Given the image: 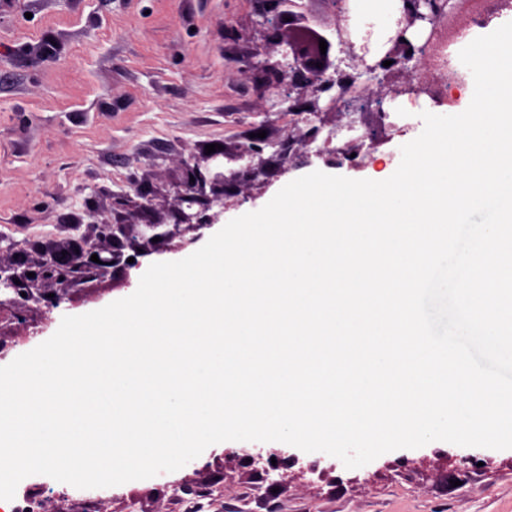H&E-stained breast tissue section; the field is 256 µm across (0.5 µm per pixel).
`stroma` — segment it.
<instances>
[{
	"mask_svg": "<svg viewBox=\"0 0 512 512\" xmlns=\"http://www.w3.org/2000/svg\"><path fill=\"white\" fill-rule=\"evenodd\" d=\"M258 0H6L0 4V260L26 239L62 248L91 238L98 221L123 222L118 196L142 190L156 215L177 206L183 163L205 147L260 144L264 190L241 183L212 202L222 224L266 205L292 180L319 170L381 181L401 160L404 138L379 147L366 166L307 155L309 125L279 111L262 64L282 57L257 28ZM295 136L297 155L278 146ZM142 268L118 267L47 309L27 302L24 323L0 322V366L49 339L67 315L130 296ZM266 442L225 441L181 469L60 500L45 475L23 486L56 499L62 512H183L174 485L210 491L202 512H512V449L433 441L346 468L324 456L321 473L271 470ZM251 462H243V454Z\"/></svg>",
	"mask_w": 512,
	"mask_h": 512,
	"instance_id": "1",
	"label": "stroma"
}]
</instances>
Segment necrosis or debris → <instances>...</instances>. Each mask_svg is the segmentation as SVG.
Returning <instances> with one entry per match:
<instances>
[{
	"mask_svg": "<svg viewBox=\"0 0 512 512\" xmlns=\"http://www.w3.org/2000/svg\"><path fill=\"white\" fill-rule=\"evenodd\" d=\"M435 7L428 20L421 22L419 30H408L407 37L413 45H427L428 51L419 63L423 72L422 98L440 104L455 105L457 92L465 87L466 79L457 70L446 68L448 47L460 32L484 26L492 17L512 8V0H434ZM413 120L409 112H380L378 123H363L360 113H349L344 124L337 126L330 135L333 143L326 157L335 163L347 161L362 165L373 160L378 147L385 141L406 135ZM357 141L363 152L350 156L348 144Z\"/></svg>",
	"mask_w": 512,
	"mask_h": 512,
	"instance_id": "1",
	"label": "necrosis or debris"
}]
</instances>
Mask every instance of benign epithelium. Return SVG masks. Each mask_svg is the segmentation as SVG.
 <instances>
[{"label":"benign epithelium","instance_id":"benign-epithelium-1","mask_svg":"<svg viewBox=\"0 0 512 512\" xmlns=\"http://www.w3.org/2000/svg\"><path fill=\"white\" fill-rule=\"evenodd\" d=\"M260 2L263 9L259 15L263 18L262 26L269 40L279 42V30L284 26L290 27V36L285 41L288 52L284 57L287 61L279 60L267 66V69L276 76V83L285 98L296 102L308 112H321V94L326 87L319 84L317 79L332 68L330 54L320 56L322 67H317L304 51L300 35L309 32L308 22L311 20L325 28L336 26V17L343 14L340 0H317L321 10L312 16L302 12V4H295L294 11L288 10L290 0ZM425 19L426 15L420 11L419 2L406 0L404 15L397 18L395 36L389 39L390 46L384 56V59L392 61V64L388 67L378 64L383 71L381 77L376 74L375 69H369L379 84H390L394 78L401 80V83L393 88L395 94L417 95L420 92L419 85L415 84L416 66L409 65V62L418 58V55L408 53L411 45L404 38V31L405 27ZM262 151L263 148L255 143L238 147L232 158L241 159L247 155L252 159H258V162L247 165L229 177L224 174V158L227 155L225 151L209 154L203 165L198 162H185L179 205L174 211L176 224L171 229L160 220L142 224L132 217L120 224L100 222L94 225L96 237L99 241L109 244L108 249L77 244L65 257L60 254L49 256L44 253L41 260L31 264L28 255L23 254L7 265L0 263V286L11 290L10 297L0 299V310L9 311L12 307L28 301L42 303L48 308H58L69 299L75 289L89 280L102 276L111 267L122 263L128 269L139 268L138 261L123 262L124 250H132L133 257L138 258L155 246L152 242L155 237L162 241L172 240L181 235L184 229L194 230L203 224L213 223L214 217L207 214L211 206V198L207 192L222 196L224 189L237 186L241 177L255 180L267 175L264 160L261 158ZM115 205L139 213L149 212L152 207L150 199L138 201L128 195L116 198ZM94 254L98 256L97 263L91 261ZM50 293L54 294V297H48Z\"/></svg>","mask_w":512,"mask_h":512}]
</instances>
